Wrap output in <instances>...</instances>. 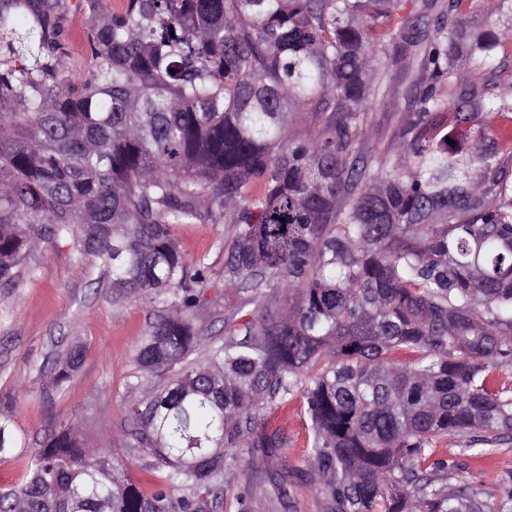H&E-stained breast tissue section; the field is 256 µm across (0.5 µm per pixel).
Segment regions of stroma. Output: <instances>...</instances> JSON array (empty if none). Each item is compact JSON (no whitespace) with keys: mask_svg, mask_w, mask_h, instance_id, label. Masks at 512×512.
<instances>
[{"mask_svg":"<svg viewBox=\"0 0 512 512\" xmlns=\"http://www.w3.org/2000/svg\"><path fill=\"white\" fill-rule=\"evenodd\" d=\"M230 231L227 224H184L176 237L187 260L206 258L218 272ZM26 265L17 287L0 288V395L15 398L19 433L33 449L58 426H77L91 443L111 444L131 476L141 478L148 458L128 447L121 409L130 396L137 340L157 317L159 305L150 293L118 298L106 278L90 283L67 244L41 245L29 253ZM75 343L84 345L85 359L65 389L54 391L40 370L54 368ZM275 423L287 438L286 462L302 465L310 434L299 405L279 412ZM432 458L462 471L484 502H497L512 490V439L472 447L466 437L451 435L436 444ZM269 471L263 464L237 475L233 493L213 512H237L239 491L252 498L255 512H327L318 483H297L282 497L269 482Z\"/></svg>","mask_w":512,"mask_h":512,"instance_id":"35a3bbf8","label":"stroma"}]
</instances>
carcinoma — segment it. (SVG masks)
I'll return each instance as SVG.
<instances>
[{"label":"carcinoma","instance_id":"carcinoma-1","mask_svg":"<svg viewBox=\"0 0 512 512\" xmlns=\"http://www.w3.org/2000/svg\"><path fill=\"white\" fill-rule=\"evenodd\" d=\"M460 4L0 0V286L67 243L118 297L164 307L124 407L149 477L62 425L0 488V512L218 507L243 456L282 458L268 414L297 399L329 512H512V491L486 504L431 461L450 435H512V384L496 378L512 368V156L486 121L512 122L495 64L512 26L480 28ZM401 98L379 150L370 108ZM227 215L224 335L207 337L210 267L175 231ZM84 356L72 345L51 386ZM13 402L0 395V464L24 449ZM299 472L270 478L280 490ZM96 21H97V18L92 15L80 14V15H77L74 17L73 29L75 26H78L81 30L82 36H81L79 44H74V43L72 44L73 45L72 49H71L72 61H71V66L69 68V72L67 74L69 79H72V78L77 79L80 76L82 77L86 73L87 61H86V57H85V44L83 41V35H84V31L88 27H90L91 25L96 23Z\"/></svg>","mask_w":512,"mask_h":512}]
</instances>
